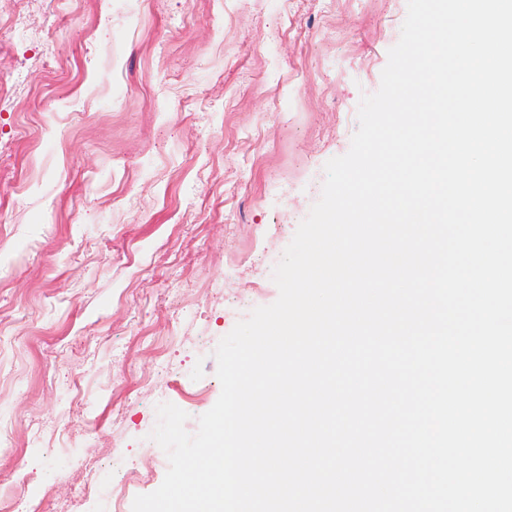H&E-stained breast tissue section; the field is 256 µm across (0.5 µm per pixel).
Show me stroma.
Masks as SVG:
<instances>
[{
    "instance_id": "1",
    "label": "stroma",
    "mask_w": 512,
    "mask_h": 512,
    "mask_svg": "<svg viewBox=\"0 0 512 512\" xmlns=\"http://www.w3.org/2000/svg\"><path fill=\"white\" fill-rule=\"evenodd\" d=\"M406 14L0 0V477L38 466L36 512H132L161 485L157 406L192 434L218 400L214 351L276 301L273 270Z\"/></svg>"
}]
</instances>
